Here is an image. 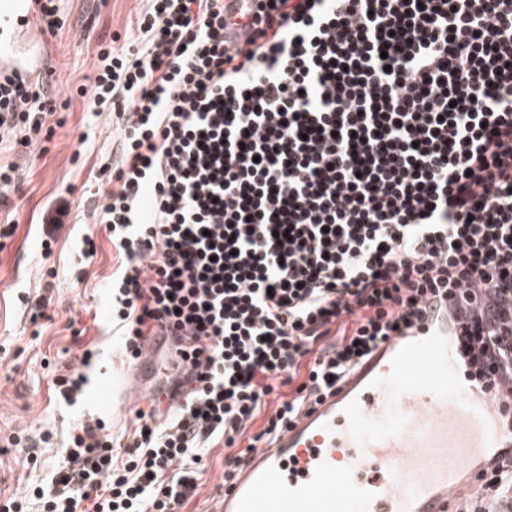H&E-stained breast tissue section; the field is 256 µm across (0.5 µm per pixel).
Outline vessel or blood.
<instances>
[{
  "label": "vessel or blood",
  "mask_w": 512,
  "mask_h": 512,
  "mask_svg": "<svg viewBox=\"0 0 512 512\" xmlns=\"http://www.w3.org/2000/svg\"><path fill=\"white\" fill-rule=\"evenodd\" d=\"M0 67L44 68L43 0H10ZM446 314L394 335L312 412L257 448L210 512H450L476 460L512 448L489 381L465 372Z\"/></svg>",
  "instance_id": "1"
}]
</instances>
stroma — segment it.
<instances>
[{"instance_id":"35a3bbf8","label":"stroma","mask_w":512,"mask_h":512,"mask_svg":"<svg viewBox=\"0 0 512 512\" xmlns=\"http://www.w3.org/2000/svg\"><path fill=\"white\" fill-rule=\"evenodd\" d=\"M61 29L49 35L53 53L46 64L54 112L43 130V154L0 144V164H16L21 189L13 209L0 210V224H18L0 249V493L23 494L28 485L49 483L61 461L68 433L96 418L113 430L132 429L134 403L128 395L130 367L112 334L106 283L117 260L105 234L84 266L80 252L87 225L96 224V193L107 182L101 164L115 161L117 120L112 112L86 110L77 89L93 76L102 43L135 45V13L147 0H56ZM67 200L73 222L65 224L45 255L40 225L31 221L47 200ZM51 298L41 319H33L38 296ZM83 330L74 339V330ZM95 341L100 355L88 372L86 394L70 405L50 389L58 369L75 365L81 343ZM51 433L50 448L30 461L13 447L14 435L39 439Z\"/></svg>"}]
</instances>
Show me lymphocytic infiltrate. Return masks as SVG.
Returning <instances> with one entry per match:
<instances>
[{
	"mask_svg": "<svg viewBox=\"0 0 512 512\" xmlns=\"http://www.w3.org/2000/svg\"><path fill=\"white\" fill-rule=\"evenodd\" d=\"M136 50H104L89 106L120 163L100 224L125 355L164 348L165 417L127 443L75 428L49 485L0 512H183L209 448L232 480L388 336L445 301L512 421V0H149ZM53 102L0 75V143L36 146ZM93 345L53 378L85 393ZM462 512H512V457Z\"/></svg>",
	"mask_w": 512,
	"mask_h": 512,
	"instance_id": "f902f5d3",
	"label": "lymphocytic infiltrate"
}]
</instances>
